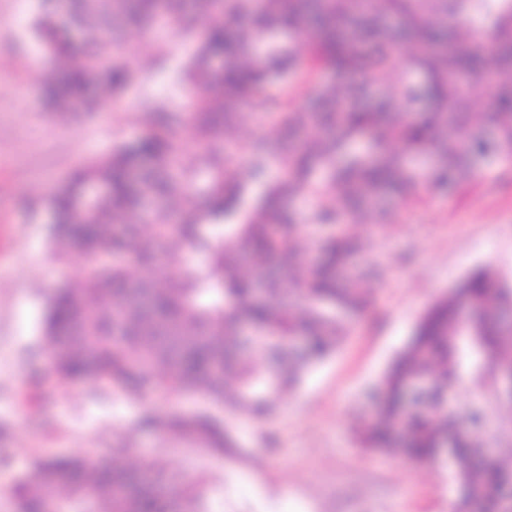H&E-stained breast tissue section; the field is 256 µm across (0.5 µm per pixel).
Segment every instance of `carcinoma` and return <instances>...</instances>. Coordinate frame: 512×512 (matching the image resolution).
<instances>
[{"mask_svg":"<svg viewBox=\"0 0 512 512\" xmlns=\"http://www.w3.org/2000/svg\"><path fill=\"white\" fill-rule=\"evenodd\" d=\"M162 16L184 27L199 16L185 82L209 90L177 119L147 101V132L133 147L84 165L51 201L56 252L90 258L124 250L157 268L131 281L125 264L87 266L77 285L58 289L45 320L53 373L94 382L132 399L190 393L206 407L194 414L154 412L141 424L224 456L235 442L210 407L263 422L344 334L342 317L368 305L375 270L358 267L356 235H329L306 258L311 224H375L381 201L424 200L437 187L461 188L491 156L512 161V0H61L34 30L57 62L46 93L57 107L97 112L133 72L116 50L131 30ZM411 54L400 60V47ZM334 78L296 109L279 113L281 137L250 146L249 177L274 159L286 173L271 182L224 243L203 234L237 212L244 182L224 158V129L238 111L268 108L258 89L300 72ZM477 87L491 95L482 135L470 112ZM197 144L195 156L175 132ZM211 172L206 206L191 188ZM106 187L85 206L86 184ZM208 252L203 269L182 268L185 248ZM481 310L462 319L464 304ZM512 281L490 264L467 274L421 316L369 398L361 447L415 465L454 448L467 494L454 512H512L504 495L512 468L483 452L488 432L512 435ZM261 355L262 363L255 361ZM431 385L425 412L402 401L410 383ZM475 379V400L460 413L446 394ZM210 485H149L142 468L80 456L41 459L12 486L16 512H210Z\"/></svg>","mask_w":512,"mask_h":512,"instance_id":"cac0c4a2","label":"carcinoma"}]
</instances>
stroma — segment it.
Listing matches in <instances>:
<instances>
[{
    "label": "stroma",
    "mask_w": 512,
    "mask_h": 512,
    "mask_svg": "<svg viewBox=\"0 0 512 512\" xmlns=\"http://www.w3.org/2000/svg\"><path fill=\"white\" fill-rule=\"evenodd\" d=\"M43 5L0 0V512H14L9 488L37 459L86 454L142 465L164 456L158 477L166 482L206 475L212 512H453L461 490L454 466L414 467L358 447L356 428L373 413L368 388L434 299L485 262L512 279V163L493 161L468 186L416 204L390 203L365 256L380 279L336 354L284 396L271 420L225 415L238 445L223 459L180 449L138 421L162 406L195 410L194 397L131 401L88 382L60 384L47 370L36 381L28 348L42 339L54 289L86 273L83 255L53 251L47 199L88 161L141 139L144 98L181 109L194 42L173 25L127 33L120 52L134 82L104 111L52 112L43 90L52 62L32 28ZM235 136L230 157L245 171L246 145L278 132L245 107Z\"/></svg>",
    "instance_id": "obj_1"
}]
</instances>
